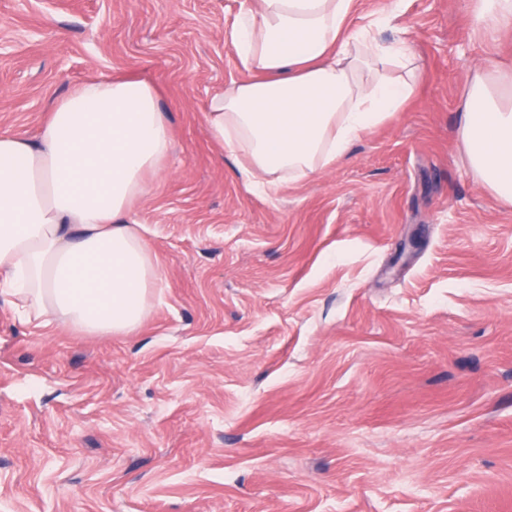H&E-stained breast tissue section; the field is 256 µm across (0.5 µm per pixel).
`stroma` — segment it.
Wrapping results in <instances>:
<instances>
[{
	"label": "stroma",
	"mask_w": 512,
	"mask_h": 512,
	"mask_svg": "<svg viewBox=\"0 0 512 512\" xmlns=\"http://www.w3.org/2000/svg\"><path fill=\"white\" fill-rule=\"evenodd\" d=\"M249 0H0V132L144 79L174 148L133 213L162 275L138 328L0 301V512H512V207L463 162L472 0H356L421 81L347 155L264 194L210 137L250 80Z\"/></svg>",
	"instance_id": "stroma-1"
}]
</instances>
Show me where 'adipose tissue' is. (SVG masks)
Listing matches in <instances>:
<instances>
[{
    "label": "adipose tissue",
    "mask_w": 512,
    "mask_h": 512,
    "mask_svg": "<svg viewBox=\"0 0 512 512\" xmlns=\"http://www.w3.org/2000/svg\"><path fill=\"white\" fill-rule=\"evenodd\" d=\"M355 0H256L231 33L253 81L209 101L211 137L248 180L318 174L400 112L421 73L379 20L350 28ZM476 180L512 206V69L474 68L458 128ZM173 146L155 88L99 79L62 98L38 141L0 134V298L26 320L86 335L134 331L161 276L132 217Z\"/></svg>",
    "instance_id": "obj_1"
}]
</instances>
